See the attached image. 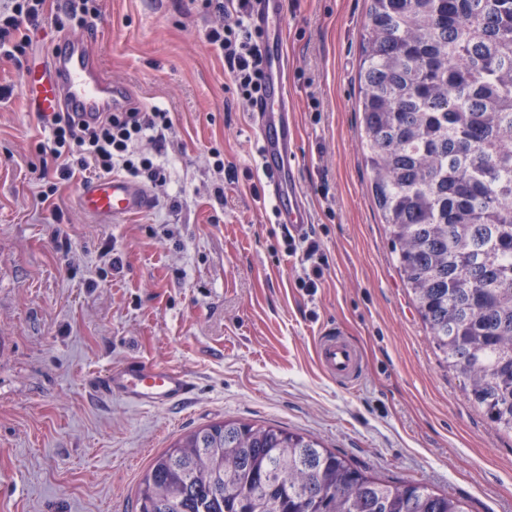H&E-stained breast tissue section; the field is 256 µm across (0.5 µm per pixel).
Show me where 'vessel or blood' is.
<instances>
[{
  "mask_svg": "<svg viewBox=\"0 0 512 512\" xmlns=\"http://www.w3.org/2000/svg\"><path fill=\"white\" fill-rule=\"evenodd\" d=\"M280 4L281 0H259L257 4L255 21L264 33L265 94L253 113L263 173L279 203L277 219L289 230L299 232L309 224L310 214L292 165L295 139L288 126L287 60ZM22 91L30 111L42 117L52 116L67 104L89 119L106 107L121 108L128 103L126 88L103 77L96 56L80 40L70 42L51 66L28 64ZM77 203L87 213L115 219L146 212L152 200L143 185L108 176L83 185ZM315 358L319 369L331 380L347 388L357 384L361 358L343 331L322 329L316 340ZM91 387L97 394L153 408L182 402L192 391V383L183 371L141 360L108 369L92 380Z\"/></svg>",
  "mask_w": 512,
  "mask_h": 512,
  "instance_id": "vessel-or-blood-1",
  "label": "vessel or blood"
}]
</instances>
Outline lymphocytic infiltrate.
<instances>
[{"label": "lymphocytic infiltrate", "mask_w": 512, "mask_h": 512, "mask_svg": "<svg viewBox=\"0 0 512 512\" xmlns=\"http://www.w3.org/2000/svg\"><path fill=\"white\" fill-rule=\"evenodd\" d=\"M45 4L46 0H9L0 9L1 59L17 62L26 56L28 32L43 21ZM206 5L219 18L207 41L223 52L241 98L255 103L263 91L264 66L262 31L251 23L253 0H206ZM49 124L50 136L39 151L51 158L60 179L71 178L78 169L97 175L122 172L153 182L165 179L163 167L138 151L140 143L163 141L169 132L171 119L161 108L102 112L92 122L64 110L55 113Z\"/></svg>", "instance_id": "lymphocytic-infiltrate-1"}]
</instances>
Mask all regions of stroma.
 <instances>
[{"mask_svg":"<svg viewBox=\"0 0 512 512\" xmlns=\"http://www.w3.org/2000/svg\"><path fill=\"white\" fill-rule=\"evenodd\" d=\"M96 4L80 36L106 79L169 112L167 140L143 148L167 177L147 212L112 221L79 208L85 172L41 199L48 131L22 68L0 62V512H137L154 458L224 419L311 435L469 512H512V436L436 351L372 198L358 112L369 0H283L294 167L327 259L312 295L204 0ZM331 322L361 352L355 389L316 365ZM131 359L182 370L192 394L140 409L91 390Z\"/></svg>","mask_w":512,"mask_h":512,"instance_id":"35a3bbf8","label":"stroma"}]
</instances>
